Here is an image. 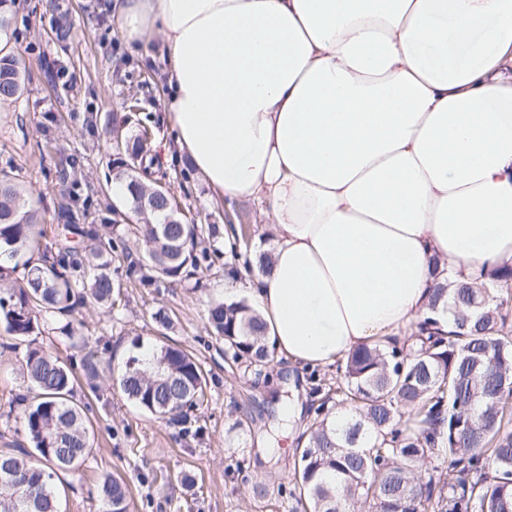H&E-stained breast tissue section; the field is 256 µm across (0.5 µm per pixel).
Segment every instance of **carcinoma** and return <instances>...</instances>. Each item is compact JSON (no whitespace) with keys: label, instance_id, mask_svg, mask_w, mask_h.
I'll return each instance as SVG.
<instances>
[{"label":"carcinoma","instance_id":"obj_1","mask_svg":"<svg viewBox=\"0 0 512 512\" xmlns=\"http://www.w3.org/2000/svg\"><path fill=\"white\" fill-rule=\"evenodd\" d=\"M24 73L13 57L0 58V102L17 100ZM127 161L114 179L123 185L140 222L111 235L79 224L80 186L74 184L59 219L70 235L89 237L78 252L68 239L58 253L26 263L14 278L0 270V327L23 340L49 330L71 348L87 341L75 326L79 309L91 300L113 308L123 284L108 268L122 249L140 286L158 288L183 277L187 267L212 265L220 257L204 245L216 236L213 224H189L164 199L152 196L139 172L146 171L147 146L135 137L124 146ZM38 212L27 191L0 177V253L35 251L41 234ZM143 248L133 252L124 237ZM245 235L230 250L248 272L269 270L271 256L243 257ZM435 268L429 310L409 345H364L336 364L316 416L309 421L294 463L288 498L306 512H512V335L505 332L512 299V265L483 268L470 278L444 281ZM447 313L454 329L444 334L435 316ZM210 334L224 341L233 363L261 374L274 359L263 321L247 300L215 301L207 314ZM27 391L3 405L10 421L21 409L33 450L0 451V512H59L55 477L78 472L93 452L89 419L72 401L77 377L71 364L44 347L27 350L21 363ZM82 370L99 378V362L88 352ZM128 401L189 432L187 411L205 398L207 381L195 358L177 345H163L144 359L130 356L117 378ZM332 404L350 410L341 425L324 413ZM15 478L4 480V468ZM98 494L106 512H128L123 479L103 477Z\"/></svg>","mask_w":512,"mask_h":512}]
</instances>
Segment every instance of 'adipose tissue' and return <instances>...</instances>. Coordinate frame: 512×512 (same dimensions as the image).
<instances>
[{
	"instance_id": "1",
	"label": "adipose tissue",
	"mask_w": 512,
	"mask_h": 512,
	"mask_svg": "<svg viewBox=\"0 0 512 512\" xmlns=\"http://www.w3.org/2000/svg\"><path fill=\"white\" fill-rule=\"evenodd\" d=\"M161 36L177 145L252 204L278 352L329 367L410 336L433 264L512 262V0H123Z\"/></svg>"
}]
</instances>
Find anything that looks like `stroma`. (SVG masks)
Wrapping results in <instances>:
<instances>
[{
	"label": "stroma",
	"mask_w": 512,
	"mask_h": 512,
	"mask_svg": "<svg viewBox=\"0 0 512 512\" xmlns=\"http://www.w3.org/2000/svg\"><path fill=\"white\" fill-rule=\"evenodd\" d=\"M115 0H17L12 9L15 58L26 76L23 95L0 105V171L26 187L42 217L39 248L55 252L62 239L58 219L67 201V187L57 170L74 160L82 195L91 198L87 223L131 224L135 217L121 195H103L110 165L116 157L110 133L126 135L150 126L151 152L174 146L169 127L168 75L159 56L160 38L148 46L129 42L115 19ZM67 15L71 38L55 34L56 20ZM65 69L64 78L53 77ZM145 183L165 184L186 219L218 225L219 260L208 268L159 288L129 284L127 262L114 253L110 273L128 283L122 306L107 311L89 303L80 310L81 333L101 360L121 364L133 338L145 349L162 343L181 345L192 353L207 380L204 403L190 413L191 434L146 413L125 400L104 374L97 388L79 382L76 399L89 408L94 450L75 475L60 488L61 512H103L97 495L100 479L121 476L129 488V512H291L282 489L292 487L296 450L281 433L276 405L279 396L298 397L305 429L321 402L317 382L334 383L336 371H312L276 356L263 376L226 360L224 344L210 336L205 315L211 302L223 299L228 278L224 234L227 216H241L254 239L266 234L261 216L251 207L221 204L216 190L180 158L167 167L150 169ZM166 309L173 320L160 330L152 318ZM195 478L193 488L179 481Z\"/></svg>",
	"instance_id": "stroma-1"
}]
</instances>
